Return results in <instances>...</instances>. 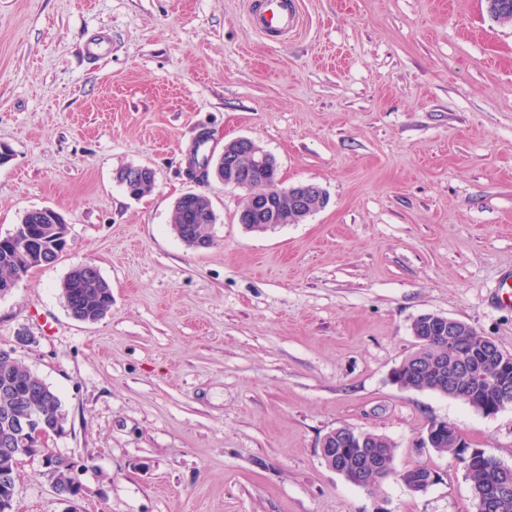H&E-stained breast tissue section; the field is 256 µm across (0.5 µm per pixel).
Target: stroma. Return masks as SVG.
<instances>
[{
    "instance_id": "stroma-1",
    "label": "stroma",
    "mask_w": 512,
    "mask_h": 512,
    "mask_svg": "<svg viewBox=\"0 0 512 512\" xmlns=\"http://www.w3.org/2000/svg\"><path fill=\"white\" fill-rule=\"evenodd\" d=\"M247 2L0 0V237L35 208L68 225L61 257L0 297V349L62 401L49 450L82 465L81 512H476L462 464L416 443L446 420L512 465V405L485 416L391 373L426 313L512 353V25L485 0H298L279 43ZM239 136L328 205L246 231L241 190L190 167ZM130 165L155 173L138 198ZM189 192L218 217L206 249L172 230ZM86 260L112 288L94 323L59 290ZM341 426L437 482L351 485L320 455ZM15 500L64 509L38 457Z\"/></svg>"
}]
</instances>
